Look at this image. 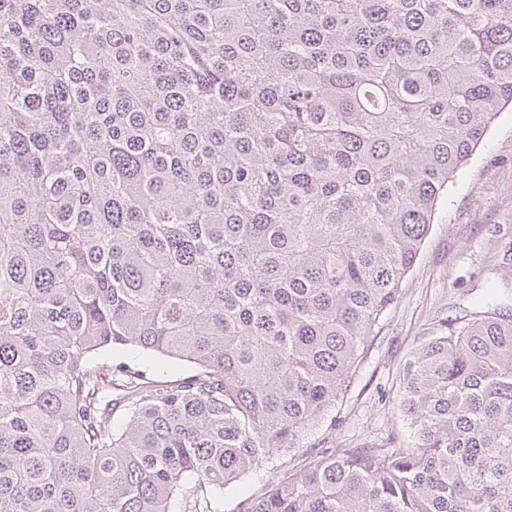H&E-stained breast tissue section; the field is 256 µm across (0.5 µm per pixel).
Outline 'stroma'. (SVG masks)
Returning a JSON list of instances; mask_svg holds the SVG:
<instances>
[{"label":"stroma","instance_id":"35a3bbf8","mask_svg":"<svg viewBox=\"0 0 512 512\" xmlns=\"http://www.w3.org/2000/svg\"><path fill=\"white\" fill-rule=\"evenodd\" d=\"M512 283V110L503 109L437 210L400 296L365 351L335 414L325 417L288 455L304 465L318 449L386 444L404 448L413 431L398 402L403 368L442 321L465 323L491 286ZM281 467H263L224 489L222 512H239Z\"/></svg>","mask_w":512,"mask_h":512}]
</instances>
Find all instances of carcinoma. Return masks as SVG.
<instances>
[{
  "instance_id": "carcinoma-1",
  "label": "carcinoma",
  "mask_w": 512,
  "mask_h": 512,
  "mask_svg": "<svg viewBox=\"0 0 512 512\" xmlns=\"http://www.w3.org/2000/svg\"><path fill=\"white\" fill-rule=\"evenodd\" d=\"M508 104L512 0H0V512H221L347 394ZM399 405L411 446L239 512H512L511 318L441 325Z\"/></svg>"
}]
</instances>
